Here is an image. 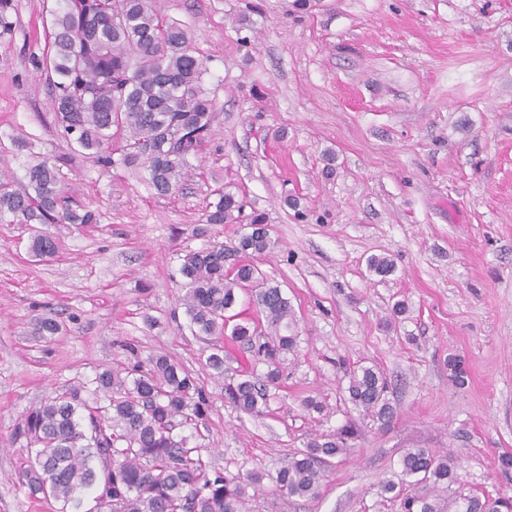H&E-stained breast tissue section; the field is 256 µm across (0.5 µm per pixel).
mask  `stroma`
<instances>
[{
  "label": "stroma",
  "instance_id": "stroma-1",
  "mask_svg": "<svg viewBox=\"0 0 512 512\" xmlns=\"http://www.w3.org/2000/svg\"><path fill=\"white\" fill-rule=\"evenodd\" d=\"M153 3L187 28L216 103L202 174L172 197L71 153L52 127L40 65L52 0H18L0 44V137L59 156L69 195L100 215L95 228L54 227L47 261L31 257L23 225L0 224V512H55L18 479L13 426L126 362V341L198 378L210 404L202 456L220 469L275 470L352 415L344 365L385 370L396 419L366 428L321 496L288 512H398L375 488L406 448L454 453L465 491L512 500V470L499 466L512 455V0ZM218 182L268 214L278 245L257 264L300 336L261 417L225 402L180 303L176 255L202 246L192 229ZM373 254L395 275L372 276ZM45 315L66 332L35 335ZM308 396L323 413L304 409Z\"/></svg>",
  "mask_w": 512,
  "mask_h": 512
}]
</instances>
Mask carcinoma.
<instances>
[{"label": "carcinoma", "mask_w": 512, "mask_h": 512, "mask_svg": "<svg viewBox=\"0 0 512 512\" xmlns=\"http://www.w3.org/2000/svg\"><path fill=\"white\" fill-rule=\"evenodd\" d=\"M52 41L44 64L52 80L54 125L69 149L104 169L136 167L161 195L175 193L193 176L212 136L215 102L206 88L207 68L190 49L180 23L160 14L153 0H55L49 12ZM16 0H0V43L13 39ZM59 158L44 155L23 164L19 179L0 169V223L24 224L29 251L56 255L59 224L94 227L99 215L63 191ZM193 229L206 243L178 256L185 293L182 305L193 336L211 353L206 364L224 376V335L248 354L249 365L224 383V399L237 410L268 411L284 379V364L299 335L288 298L265 282L255 259L274 250L266 214H243V198L221 185L210 191ZM239 224L245 232L227 246L211 227ZM367 270L386 279L393 259L373 255ZM249 292L256 314L236 311ZM42 336L66 325L37 318ZM126 366L48 396L21 416L13 440L23 441L22 479L32 497L49 499L56 512H82L85 499L108 492L98 512H249V490L266 473L239 467L233 473L205 461L193 430L207 417L209 400L198 378L166 355L141 357L123 344ZM345 401L362 422L348 419L281 463L273 477L280 500H312L322 490L332 460L347 453L365 425L385 428L397 417L389 383L376 365L348 372ZM400 478L379 485V495L400 502L401 512H502V498L461 492L456 458L429 448H406Z\"/></svg>", "instance_id": "carcinoma-1"}]
</instances>
